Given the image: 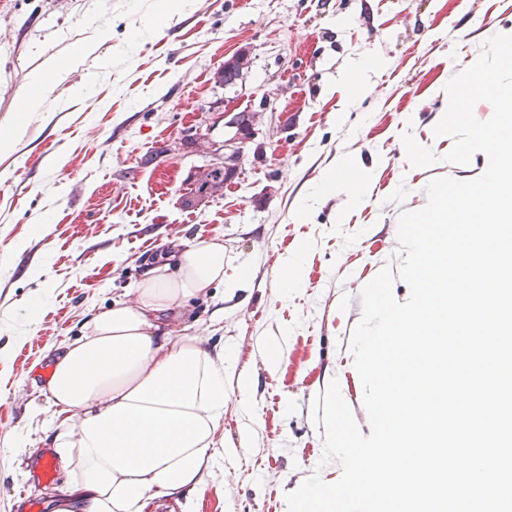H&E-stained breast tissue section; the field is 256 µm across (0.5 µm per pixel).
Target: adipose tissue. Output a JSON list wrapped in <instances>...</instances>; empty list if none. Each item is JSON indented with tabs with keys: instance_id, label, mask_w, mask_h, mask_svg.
Masks as SVG:
<instances>
[{
	"instance_id": "ef3b65f1",
	"label": "adipose tissue",
	"mask_w": 512,
	"mask_h": 512,
	"mask_svg": "<svg viewBox=\"0 0 512 512\" xmlns=\"http://www.w3.org/2000/svg\"><path fill=\"white\" fill-rule=\"evenodd\" d=\"M223 283L222 241L166 254L134 302L95 314L55 358L52 446L82 512H145L154 497L211 475L224 438V349L172 323L186 300Z\"/></svg>"
}]
</instances>
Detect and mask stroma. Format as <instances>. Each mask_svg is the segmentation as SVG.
Listing matches in <instances>:
<instances>
[{
  "instance_id": "stroma-1",
  "label": "stroma",
  "mask_w": 512,
  "mask_h": 512,
  "mask_svg": "<svg viewBox=\"0 0 512 512\" xmlns=\"http://www.w3.org/2000/svg\"><path fill=\"white\" fill-rule=\"evenodd\" d=\"M158 3L0 0V135L24 128L0 153V512H25L27 500L56 512L68 497L62 464L49 482L36 466L51 450L54 348L97 311L134 300L154 257L197 238L224 243L223 322L202 298L181 320L231 350L223 467L148 512H183L187 501L193 512H288L286 494L313 474L337 481L340 464L321 462L315 401L338 381L370 435L350 345L361 291L399 269L400 215L426 205L429 180L473 179L486 165L480 152L445 163L454 139L434 128L447 82L512 30V0H186L166 18ZM87 43L95 51L47 77L41 111H26L44 61ZM238 54L240 79L216 83ZM352 70L365 88L354 98ZM243 110L259 119L238 176L185 205L189 174L216 161L185 131L223 140L224 113ZM406 132L433 166H410ZM341 164L363 172V201L342 186L322 191ZM295 255L300 283L286 290L279 266ZM268 343L283 350L273 371Z\"/></svg>"
}]
</instances>
